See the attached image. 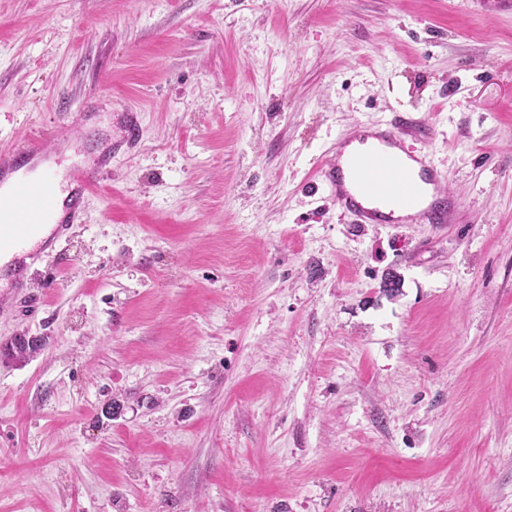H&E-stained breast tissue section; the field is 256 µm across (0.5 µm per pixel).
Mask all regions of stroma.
Here are the masks:
<instances>
[{
    "label": "stroma",
    "instance_id": "35a3bbf8",
    "mask_svg": "<svg viewBox=\"0 0 512 512\" xmlns=\"http://www.w3.org/2000/svg\"><path fill=\"white\" fill-rule=\"evenodd\" d=\"M127 109L138 150L0 296V346L46 339L0 360V512H512V7L0 0V150ZM396 112L451 223L316 185Z\"/></svg>",
    "mask_w": 512,
    "mask_h": 512
}]
</instances>
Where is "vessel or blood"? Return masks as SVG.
<instances>
[{
    "label": "vessel or blood",
    "instance_id": "vessel-or-blood-1",
    "mask_svg": "<svg viewBox=\"0 0 512 512\" xmlns=\"http://www.w3.org/2000/svg\"><path fill=\"white\" fill-rule=\"evenodd\" d=\"M427 137L421 122L407 118L390 121L385 128L360 124L353 138L369 143L368 151L346 156V141L336 144L337 156L320 170L323 184L338 207L357 224H444L448 208L443 202L441 174L427 153L412 154L404 148L407 133ZM140 137L137 113L121 115V134L114 150L134 146ZM45 146L27 138L0 152V182L14 176L22 160L39 164ZM111 153L91 165H72L67 181L71 189L60 196L53 175L40 180L15 179L8 192L0 193V212L10 215L6 235H0V255H9L10 286L14 292L29 287L59 256L58 245L67 240L73 225L82 223L85 199L112 173ZM430 199H423V192Z\"/></svg>",
    "mask_w": 512,
    "mask_h": 512
}]
</instances>
